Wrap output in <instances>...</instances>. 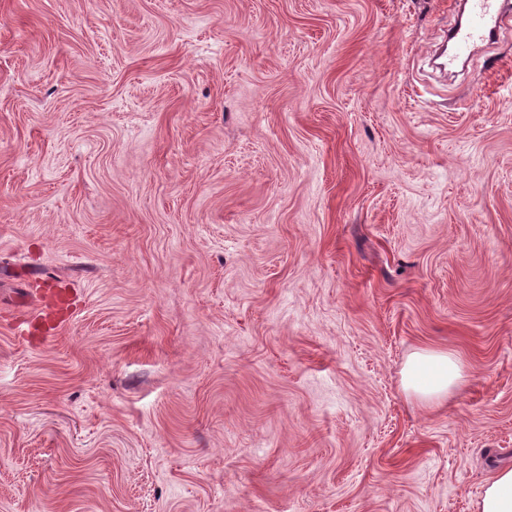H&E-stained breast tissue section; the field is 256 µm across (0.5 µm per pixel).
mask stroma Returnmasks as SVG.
<instances>
[{"label":"stroma","instance_id":"35a3bbf8","mask_svg":"<svg viewBox=\"0 0 512 512\" xmlns=\"http://www.w3.org/2000/svg\"><path fill=\"white\" fill-rule=\"evenodd\" d=\"M0 0V512H474L512 466V15ZM58 273L70 320L22 340ZM452 353L440 405L402 385ZM469 20L465 28L450 32L448 40L455 41L458 48L477 40H490L496 35L499 25L498 3L500 0H465Z\"/></svg>","mask_w":512,"mask_h":512}]
</instances>
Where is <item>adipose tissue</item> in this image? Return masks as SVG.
<instances>
[{
  "label": "adipose tissue",
  "instance_id": "ef3b65f1",
  "mask_svg": "<svg viewBox=\"0 0 512 512\" xmlns=\"http://www.w3.org/2000/svg\"><path fill=\"white\" fill-rule=\"evenodd\" d=\"M460 377L459 362L447 353H415L403 370L405 389L427 403L445 399Z\"/></svg>",
  "mask_w": 512,
  "mask_h": 512
}]
</instances>
